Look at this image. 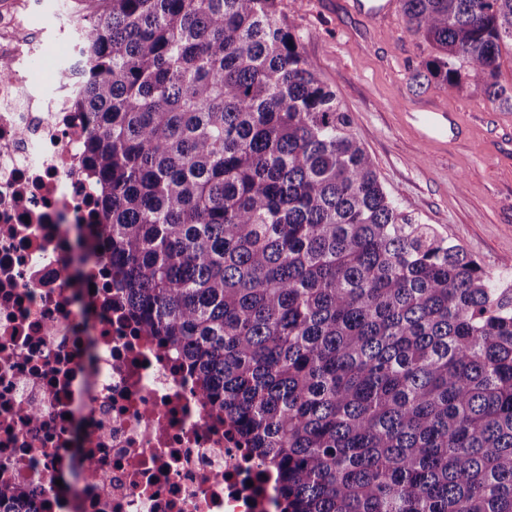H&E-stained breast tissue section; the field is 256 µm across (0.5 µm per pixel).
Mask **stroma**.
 <instances>
[{
    "mask_svg": "<svg viewBox=\"0 0 512 512\" xmlns=\"http://www.w3.org/2000/svg\"><path fill=\"white\" fill-rule=\"evenodd\" d=\"M302 50L350 113L384 188L400 209L463 246L497 277H512V112L483 94L469 69L459 90L434 84L416 94L409 72L431 47L402 14L385 24L355 13L350 0H279ZM456 116L458 130L422 135L423 108Z\"/></svg>",
    "mask_w": 512,
    "mask_h": 512,
    "instance_id": "1",
    "label": "stroma"
}]
</instances>
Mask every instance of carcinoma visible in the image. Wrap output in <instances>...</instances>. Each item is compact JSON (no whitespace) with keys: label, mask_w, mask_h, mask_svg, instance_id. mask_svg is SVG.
I'll return each instance as SVG.
<instances>
[{"label":"carcinoma","mask_w":512,"mask_h":512,"mask_svg":"<svg viewBox=\"0 0 512 512\" xmlns=\"http://www.w3.org/2000/svg\"><path fill=\"white\" fill-rule=\"evenodd\" d=\"M80 3L64 67L119 299L281 512H512V285L399 211L278 0ZM399 6L434 50L413 91L475 67L512 110V0Z\"/></svg>","instance_id":"1"}]
</instances>
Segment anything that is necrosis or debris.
<instances>
[{"label":"necrosis or debris","instance_id":"necrosis-or-debris-1","mask_svg":"<svg viewBox=\"0 0 512 512\" xmlns=\"http://www.w3.org/2000/svg\"><path fill=\"white\" fill-rule=\"evenodd\" d=\"M31 13L0 5V484L24 512H279L224 414L175 346L117 303L103 247L75 300L65 242L100 222L77 79L41 83ZM93 464L83 473V460Z\"/></svg>","mask_w":512,"mask_h":512}]
</instances>
